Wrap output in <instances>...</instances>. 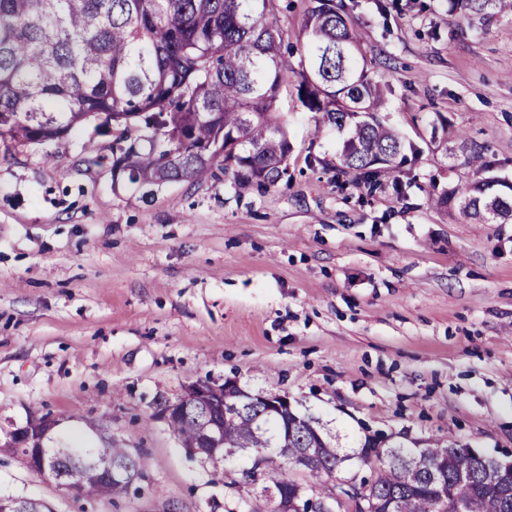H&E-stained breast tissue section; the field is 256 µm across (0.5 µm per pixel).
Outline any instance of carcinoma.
Masks as SVG:
<instances>
[{
    "instance_id": "carcinoma-1",
    "label": "carcinoma",
    "mask_w": 512,
    "mask_h": 512,
    "mask_svg": "<svg viewBox=\"0 0 512 512\" xmlns=\"http://www.w3.org/2000/svg\"><path fill=\"white\" fill-rule=\"evenodd\" d=\"M468 16L508 10L512 0H448ZM271 0H0V138L23 144L61 140L89 123L121 131L112 145L113 178L149 194L174 181L199 183L214 168L237 187L260 190L288 176L291 142L274 117L283 77L292 66L283 34L268 20ZM297 95L321 123L348 129L340 172L371 183L402 153L398 135L378 118L385 89L372 74L349 16L336 0H313L305 18ZM474 179L438 198L468 218L512 219V182L485 177L482 149L461 144ZM171 431L185 448L199 439L209 405L186 394ZM239 410L224 418V445L212 465L245 449L275 443L267 478L274 493L244 501L245 512H318L313 497H331L336 473L353 459L375 465L363 481L370 512H442L450 496L472 512H512V480L454 441L406 445L385 436L366 437L352 453L320 418L292 410L281 415L265 403L235 396ZM98 441L51 453L53 470L66 482L80 473L90 497H122L145 478L132 449L101 429ZM380 448L383 458H369ZM308 452L314 465L309 487L288 465ZM120 468L124 480L105 482L97 466ZM466 475L459 483L460 474ZM41 501L0 498V512H40Z\"/></svg>"
}]
</instances>
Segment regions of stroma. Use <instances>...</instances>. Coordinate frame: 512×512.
Here are the masks:
<instances>
[{
  "mask_svg": "<svg viewBox=\"0 0 512 512\" xmlns=\"http://www.w3.org/2000/svg\"><path fill=\"white\" fill-rule=\"evenodd\" d=\"M375 75L382 122L407 163L377 188L340 173L345 131L284 77L288 179L237 188L215 171L151 195L114 185L94 125L44 144L0 140V437L87 420L136 449L138 492L89 497L0 453V497L53 512H233L265 478L250 456H189L151 415L196 380L288 394L343 446L382 433L451 440L512 459V223L437 206L472 178L443 139L483 148L512 181V14L467 17L448 0H343ZM311 0H274L293 67ZM94 143L100 164L85 162Z\"/></svg>",
  "mask_w": 512,
  "mask_h": 512,
  "instance_id": "obj_1",
  "label": "stroma"
}]
</instances>
